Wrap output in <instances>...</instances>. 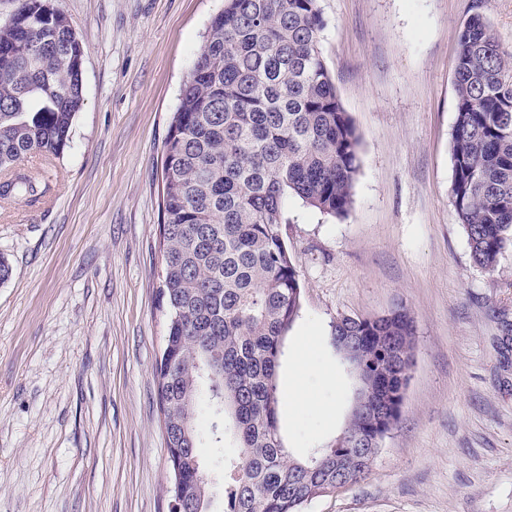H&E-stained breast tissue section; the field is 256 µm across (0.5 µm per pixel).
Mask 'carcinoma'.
Wrapping results in <instances>:
<instances>
[{
	"label": "carcinoma",
	"instance_id": "carcinoma-1",
	"mask_svg": "<svg viewBox=\"0 0 512 512\" xmlns=\"http://www.w3.org/2000/svg\"><path fill=\"white\" fill-rule=\"evenodd\" d=\"M318 2L224 0L170 124L159 224L168 324L156 377L183 512H214L219 492L224 512H301L366 476L355 448H338L330 464L324 448L290 456L279 423L284 339L301 307L285 202L342 217L359 171V138L319 47ZM83 57L55 0H16L0 21V200L35 204L49 191L21 163L68 147ZM454 84L452 203L472 263L493 273L512 248V52L488 22L460 28ZM332 335L358 365L357 398L392 409L409 381L410 312L345 316ZM371 426L352 410L345 434L369 437ZM203 448L217 454L206 481L194 465Z\"/></svg>",
	"mask_w": 512,
	"mask_h": 512
}]
</instances>
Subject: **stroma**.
I'll return each instance as SVG.
<instances>
[{"mask_svg": "<svg viewBox=\"0 0 512 512\" xmlns=\"http://www.w3.org/2000/svg\"><path fill=\"white\" fill-rule=\"evenodd\" d=\"M319 45L360 140L341 218L286 206L299 272L279 406L289 453L343 434L356 380L332 326L406 307L414 366L367 478L302 512H512V250L475 267L452 204L453 62L475 0H319ZM84 47L69 146L24 165L52 186L0 202V512H170L156 363L161 160L224 0H58ZM307 367L292 375L296 342Z\"/></svg>", "mask_w": 512, "mask_h": 512, "instance_id": "obj_1", "label": "stroma"}]
</instances>
